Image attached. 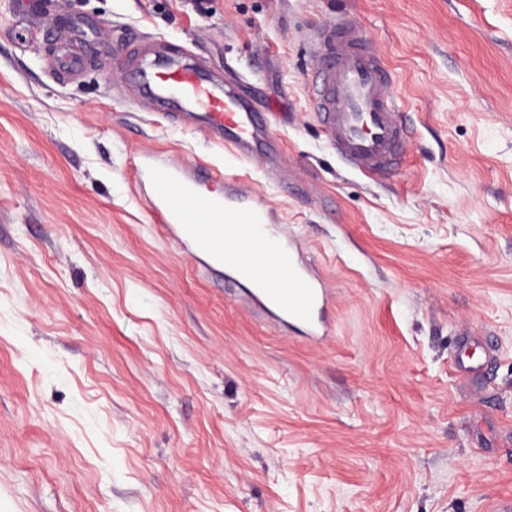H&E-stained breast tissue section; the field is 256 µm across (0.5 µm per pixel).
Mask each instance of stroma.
Instances as JSON below:
<instances>
[{
    "instance_id": "obj_1",
    "label": "stroma",
    "mask_w": 512,
    "mask_h": 512,
    "mask_svg": "<svg viewBox=\"0 0 512 512\" xmlns=\"http://www.w3.org/2000/svg\"><path fill=\"white\" fill-rule=\"evenodd\" d=\"M0 0V512H490L512 501V0ZM360 23L411 137L370 179L311 108ZM72 56L74 68L60 65ZM185 55L281 117L279 177L129 82ZM236 176L320 339L158 224L135 163Z\"/></svg>"
}]
</instances>
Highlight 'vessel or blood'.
<instances>
[{
    "label": "vessel or blood",
    "mask_w": 512,
    "mask_h": 512,
    "mask_svg": "<svg viewBox=\"0 0 512 512\" xmlns=\"http://www.w3.org/2000/svg\"><path fill=\"white\" fill-rule=\"evenodd\" d=\"M316 61L311 101L323 133L337 155L363 175L376 177L397 169L410 131L391 92L392 74L360 26L347 20L320 25L313 34ZM139 83L160 105H173L169 120L192 115L215 139L236 148L240 158L271 156L275 148L265 135L267 107L246 91L241 81L221 79L204 65L175 62L140 71ZM154 182L151 205L164 223L183 229L193 224L196 246L209 265L247 281L253 302L263 311L298 325L311 337L325 335L328 302L324 288L299 264L286 237L270 230V215L237 181L225 179L224 195L205 196L201 176L168 164L147 173ZM237 215L233 227L241 245L223 250L210 227ZM287 285H280V272Z\"/></svg>",
    "instance_id": "b4317fda"
}]
</instances>
